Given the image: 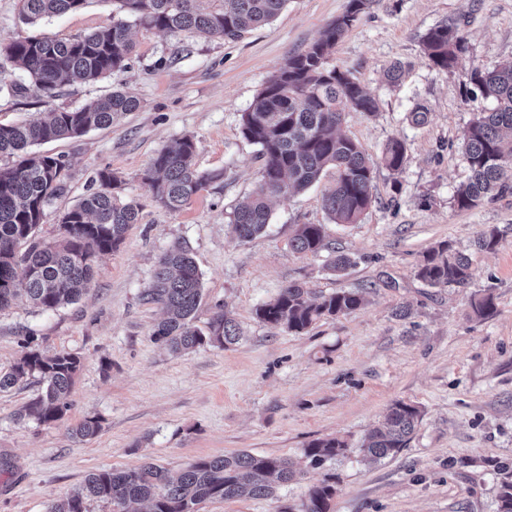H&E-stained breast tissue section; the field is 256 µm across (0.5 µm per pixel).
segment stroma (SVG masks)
<instances>
[{
	"label": "stroma",
	"instance_id": "obj_1",
	"mask_svg": "<svg viewBox=\"0 0 512 512\" xmlns=\"http://www.w3.org/2000/svg\"><path fill=\"white\" fill-rule=\"evenodd\" d=\"M348 0H288L271 22L239 39L132 27L127 65L93 83L61 85L53 98L30 90L26 74L7 59L14 39H72L110 22L112 0H90L81 11L29 26L19 0H0V123L72 110L116 89L140 107L108 129L43 144L62 156L61 192L45 207L39 236L59 234L60 216L98 188L107 171L121 184L119 202H135L139 221L124 241L98 258L94 279L77 303L42 311L19 299L0 309V370L26 347L68 352L81 367L65 416L51 424L16 413L41 391L31 379L0 392V512H49L85 477L151 461L181 472L194 461L240 451L300 460L313 440L342 437L352 451L269 497L206 500L198 512H299L309 488L336 477L331 512H496L500 467L512 472V195L477 208H457L454 191L468 180L461 136L476 113L465 99L474 70L512 59V0H374L337 44L333 61L379 102L373 117L352 112L343 134L379 159L387 142L404 141L399 173L378 168L372 206L356 224L333 223L322 201L336 174L325 171L304 192L275 198L263 233L239 240L230 219L256 189L261 162L240 134L241 115L288 56L317 40ZM459 22L467 55L450 71L428 65L421 39L434 26ZM403 63L401 81L385 68ZM425 124L409 119L415 105ZM196 143V166L216 181L178 211L159 205L142 180L156 153L183 136ZM301 224L323 225L327 247L292 252ZM498 228L495 250L476 238ZM186 243L202 274L195 323L224 308L242 331L222 349L173 353L151 332L162 317L143 303L159 257ZM447 243L469 254L473 278L459 288H431L416 277L424 254ZM354 264L329 265L335 252ZM299 282L315 296L362 288L367 303L294 334L261 322L259 305ZM492 293L490 317L473 315L471 300ZM416 405L421 419L408 448L379 460L359 450L388 408ZM88 417L99 433L75 441L70 428Z\"/></svg>",
	"mask_w": 512,
	"mask_h": 512
}]
</instances>
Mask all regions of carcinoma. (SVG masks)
<instances>
[{"label": "carcinoma", "mask_w": 512, "mask_h": 512, "mask_svg": "<svg viewBox=\"0 0 512 512\" xmlns=\"http://www.w3.org/2000/svg\"><path fill=\"white\" fill-rule=\"evenodd\" d=\"M22 17L34 23L45 17L82 9L87 0H20ZM288 0H112V22L83 37H18L5 48L8 58L24 70L35 91L54 97L65 82L90 83L125 66L135 44L130 25L159 31H195L222 39H237L248 29L274 19ZM372 0H348L345 11L322 31L305 51L288 57L279 73L256 95L241 116L240 133L258 147L262 161L260 183L250 199L235 209L231 224L242 240L261 234L269 224L270 199L300 192L327 168L336 169L333 191L323 208L335 224H356L373 201L376 164L353 139L338 132L351 112L375 114L378 101L333 62L336 44L353 27ZM422 48L428 63L450 71L468 52L460 25L444 22L425 33ZM466 89L469 102H490L466 127L462 153L470 170L454 200L461 210L476 208L488 200L512 194V60L471 76ZM140 107L127 91L92 101L75 110H52L23 124H0V156L15 158L0 167V308L20 297L48 311L78 301L89 289L93 265L124 239L130 225L138 223L139 210L132 202L120 203L113 189L118 179L110 172L98 175L99 188L65 212L60 220L71 232L53 242L38 237L44 208L61 190L64 162L31 147L110 128L114 121ZM196 144L185 136L161 149L143 173L155 198L170 210H180L210 182L219 178L201 172L194 158ZM407 159L404 142L385 146L381 164L402 169ZM500 233L492 227L476 241L481 250H493ZM297 253L316 254L325 246L321 224H302L291 240ZM417 277L434 288L464 287L472 278L469 257L440 243L423 256ZM202 297V274L189 248L176 244L160 258L143 301L164 311L151 336L173 352L204 345L228 348L238 342L239 330L224 309H218L206 329L195 325ZM364 303L363 292L340 290L313 297L298 282L280 289L277 296L255 310L258 319L302 333L325 317L346 315ZM471 308L478 318L494 313V296L473 297ZM78 356L67 352L45 355L31 349L7 372L0 371V391L33 377L43 384L42 394L17 420L30 417L41 424L60 420L68 409L66 398L80 369ZM421 412L398 401L380 425L365 435L361 450L375 460L408 447ZM100 420L87 418L70 429L74 439L95 436ZM341 437L316 439L303 449L308 465L320 467L348 453ZM301 475L287 458L258 456L241 451L230 456L200 458L178 475L145 462L132 470H100L89 474L68 497L49 512H88L91 500L112 505V512H130L136 502L149 504L148 512H197L207 499L228 500L242 495L268 497L278 487ZM332 477L310 487L300 512H329L336 493ZM498 512H512V476L502 478Z\"/></svg>", "instance_id": "obj_1"}]
</instances>
